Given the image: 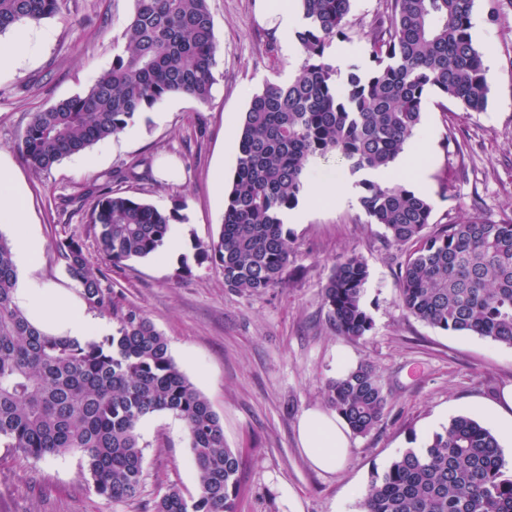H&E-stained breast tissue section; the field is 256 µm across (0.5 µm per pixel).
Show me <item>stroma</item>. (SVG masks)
I'll list each match as a JSON object with an SVG mask.
<instances>
[{"mask_svg": "<svg viewBox=\"0 0 512 512\" xmlns=\"http://www.w3.org/2000/svg\"><path fill=\"white\" fill-rule=\"evenodd\" d=\"M264 0H209L224 56L208 104L174 96L144 112L116 137L89 148L96 163L76 157L37 174L18 144L32 113L83 93L125 47L133 0H65L42 21L30 57L0 74V154L25 182L29 219L42 243L28 279L78 291L56 243L82 241L122 307L142 310L169 341L178 368L210 400L224 439L238 450V512H283L278 484L296 496L294 512H359V492L373 472L386 469L404 449L423 447L449 419L472 416L474 402L492 405L512 385V347L476 335L443 331L409 315L398 300V265L407 250L387 243L381 225L369 223L361 189L349 186L335 202L311 205L286 223L292 256L282 287L259 296L226 288L220 267L197 262L195 245L217 237L224 200L213 188L216 173L232 178L236 144L251 97L266 83H285L299 59L286 48L264 13ZM386 0H353L349 44L353 65L373 69L365 30ZM472 37L489 85L483 111L451 99L428 98L410 146L423 149L425 198L436 224L474 216L512 218V0H475ZM182 177L156 176L161 162ZM110 185L159 209L177 210L182 244L166 261L156 256L115 267L100 252L89 226L92 193ZM362 257L369 269L363 297L372 331L355 339L338 335L321 291L342 257ZM350 366L372 364L390 393L385 414L369 434L351 435L340 473L315 469L303 454L298 421L310 408H326L324 385L338 376V354ZM144 448L141 496L113 503L82 479L80 454L39 461L0 446V512H143L169 488L196 492L194 463L182 422L168 413L140 428Z\"/></svg>", "mask_w": 512, "mask_h": 512, "instance_id": "1", "label": "stroma"}]
</instances>
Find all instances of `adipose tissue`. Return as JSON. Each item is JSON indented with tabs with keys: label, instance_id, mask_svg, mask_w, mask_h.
I'll return each instance as SVG.
<instances>
[{
	"label": "adipose tissue",
	"instance_id": "obj_1",
	"mask_svg": "<svg viewBox=\"0 0 512 512\" xmlns=\"http://www.w3.org/2000/svg\"><path fill=\"white\" fill-rule=\"evenodd\" d=\"M28 199L24 184L7 161L0 160V223L12 227L13 253L18 265H37L41 241L27 217ZM18 305L36 325H53L59 335L85 338L96 335L103 325L87 313L75 294L22 282L15 291ZM301 447L317 469L327 473L343 470L350 448V428L333 411H305L298 425Z\"/></svg>",
	"mask_w": 512,
	"mask_h": 512
}]
</instances>
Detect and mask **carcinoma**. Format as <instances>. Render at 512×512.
Here are the masks:
<instances>
[{"instance_id": "carcinoma-1", "label": "carcinoma", "mask_w": 512, "mask_h": 512, "mask_svg": "<svg viewBox=\"0 0 512 512\" xmlns=\"http://www.w3.org/2000/svg\"><path fill=\"white\" fill-rule=\"evenodd\" d=\"M305 23L299 63L285 84L268 83L244 112L236 167L218 238L195 245L218 265L224 285L262 295L285 281L290 249L282 214L297 205L311 160L335 154L343 176L391 168L437 93L471 111L487 104L482 56L473 44L474 0H387L365 38L376 63L350 69L344 83L326 61L348 37L352 0H296ZM63 0H0V33L58 14ZM125 48L83 93L32 113L19 144L41 173L123 132L155 104L185 94L205 104L224 48L208 0H134ZM360 204L395 246L412 244L400 265L399 301L408 315L443 331L474 334L512 347V219L475 216L430 231L426 198L397 182L360 180ZM89 224L117 266L164 246L174 211L107 188L93 192ZM66 271L88 309L116 319L112 333L78 340L47 333L14 302L18 282L11 243L0 236V443L34 461L79 452L84 481L97 495L128 502L140 493L144 453L139 426L170 413L186 430L197 491L170 488L151 512H237L240 455L227 446L210 401L178 369L166 336L136 308L123 309L83 245L59 242ZM366 262L350 256L322 289L329 322L342 336L373 328L363 297ZM389 394L364 364L331 379L325 398L358 435L381 421ZM361 512H512V472L497 436L459 416L423 448L405 450L374 473Z\"/></svg>"}]
</instances>
